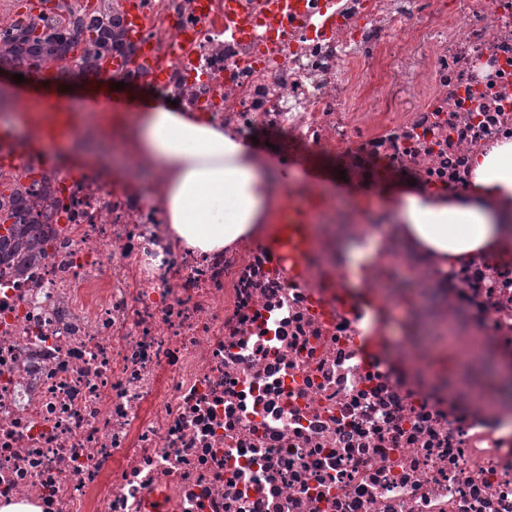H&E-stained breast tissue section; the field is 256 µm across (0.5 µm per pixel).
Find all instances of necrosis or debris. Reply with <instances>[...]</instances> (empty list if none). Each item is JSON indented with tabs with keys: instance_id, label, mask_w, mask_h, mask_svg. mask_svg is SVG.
<instances>
[{
	"instance_id": "obj_1",
	"label": "necrosis or debris",
	"mask_w": 512,
	"mask_h": 512,
	"mask_svg": "<svg viewBox=\"0 0 512 512\" xmlns=\"http://www.w3.org/2000/svg\"><path fill=\"white\" fill-rule=\"evenodd\" d=\"M141 0L162 77L225 130L363 185L465 195L512 141V0ZM401 77L411 102L379 90ZM43 256L0 262V507L39 512H512V264L449 270L363 198L325 200L304 279L266 242L206 256L159 202L32 162ZM372 245L355 300L335 232Z\"/></svg>"
}]
</instances>
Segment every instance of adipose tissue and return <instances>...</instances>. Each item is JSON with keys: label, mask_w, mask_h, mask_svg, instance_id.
<instances>
[{"label": "adipose tissue", "mask_w": 512, "mask_h": 512, "mask_svg": "<svg viewBox=\"0 0 512 512\" xmlns=\"http://www.w3.org/2000/svg\"><path fill=\"white\" fill-rule=\"evenodd\" d=\"M125 122L121 140L110 144L100 136L96 113H88L83 139L71 145L70 164L127 188L161 180L169 232L195 253L248 244L265 232L274 172L242 137L167 103ZM392 218L402 237L442 268L477 252L512 261V142L475 159L465 197L401 187Z\"/></svg>", "instance_id": "ef3b65f1"}]
</instances>
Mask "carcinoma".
I'll list each match as a JSON object with an SVG mask.
<instances>
[{
  "label": "carcinoma",
  "mask_w": 512,
  "mask_h": 512,
  "mask_svg": "<svg viewBox=\"0 0 512 512\" xmlns=\"http://www.w3.org/2000/svg\"><path fill=\"white\" fill-rule=\"evenodd\" d=\"M59 25L69 32V37H57L50 33L37 35L33 25L15 28L12 45L6 53L0 55V63L37 70L41 67L43 56L57 58L59 49H71L83 40L85 48L80 57V72L85 73L95 69L98 62L107 57V54L98 51V44L102 40L110 37L112 44H122L110 11H95L85 18L76 17L66 23L61 21ZM10 201V208L0 205V255L8 258L35 256L42 249L41 239L38 237L37 225L19 222L21 206L27 203L20 186L11 188Z\"/></svg>",
  "instance_id": "1"
}]
</instances>
